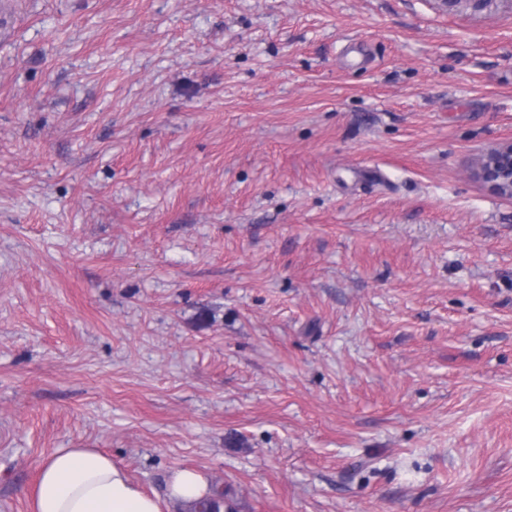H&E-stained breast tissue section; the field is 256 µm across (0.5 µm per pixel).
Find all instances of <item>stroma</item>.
Segmentation results:
<instances>
[{"mask_svg":"<svg viewBox=\"0 0 512 512\" xmlns=\"http://www.w3.org/2000/svg\"><path fill=\"white\" fill-rule=\"evenodd\" d=\"M507 143L512 0H0V512H512ZM477 176L498 194L512 196V144L491 151L479 164ZM112 456L97 448H57L39 466L35 512H164ZM209 492L206 477L199 471L179 469L168 483V497L172 501L188 502ZM226 502L223 487L212 485L210 493L191 504L190 512H220V507Z\"/></svg>","mask_w":512,"mask_h":512,"instance_id":"1","label":"stroma"}]
</instances>
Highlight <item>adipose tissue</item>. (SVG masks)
Wrapping results in <instances>:
<instances>
[{
    "label": "adipose tissue",
    "instance_id": "ef3b65f1",
    "mask_svg": "<svg viewBox=\"0 0 512 512\" xmlns=\"http://www.w3.org/2000/svg\"><path fill=\"white\" fill-rule=\"evenodd\" d=\"M208 491L201 472L180 469L170 477L167 499L188 502ZM164 500L147 494L99 449L59 448L39 466L34 512H163Z\"/></svg>",
    "mask_w": 512,
    "mask_h": 512
}]
</instances>
